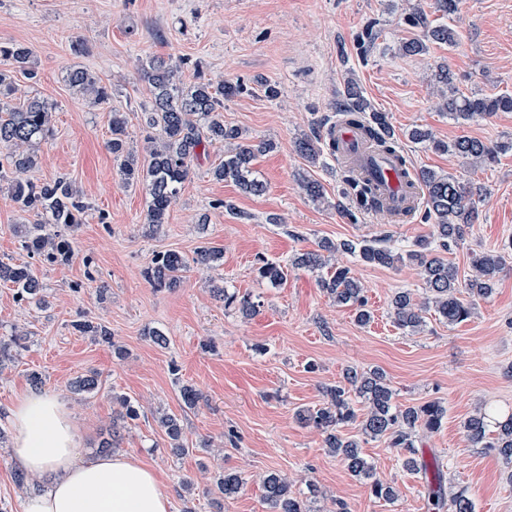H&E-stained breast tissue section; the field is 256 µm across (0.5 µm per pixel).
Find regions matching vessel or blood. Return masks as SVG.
I'll return each instance as SVG.
<instances>
[{
	"label": "vessel or blood",
	"mask_w": 512,
	"mask_h": 512,
	"mask_svg": "<svg viewBox=\"0 0 512 512\" xmlns=\"http://www.w3.org/2000/svg\"><path fill=\"white\" fill-rule=\"evenodd\" d=\"M338 144L337 158L347 166L364 170L379 186L393 212H406L417 204L411 179L400 160L394 156L374 157L367 153L358 128L339 120L332 126Z\"/></svg>",
	"instance_id": "vessel-or-blood-1"
}]
</instances>
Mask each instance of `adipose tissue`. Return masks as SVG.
<instances>
[{
    "label": "adipose tissue",
    "instance_id": "adipose-tissue-1",
    "mask_svg": "<svg viewBox=\"0 0 512 512\" xmlns=\"http://www.w3.org/2000/svg\"><path fill=\"white\" fill-rule=\"evenodd\" d=\"M11 454L24 471L43 477L22 512H170V500L152 470L116 453L78 459L79 441L57 395L33 391L10 414Z\"/></svg>",
    "mask_w": 512,
    "mask_h": 512
}]
</instances>
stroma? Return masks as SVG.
<instances>
[{
    "label": "stroma",
    "mask_w": 512,
    "mask_h": 512,
    "mask_svg": "<svg viewBox=\"0 0 512 512\" xmlns=\"http://www.w3.org/2000/svg\"><path fill=\"white\" fill-rule=\"evenodd\" d=\"M415 9L431 23H447L456 43L404 55V43L424 36L407 19ZM0 42L34 52L38 80L16 75V98L35 93L55 107V134L37 145L38 163L27 179L66 178L89 205L72 233L75 260L52 265L22 250L19 231L33 220L0 192V261L29 262L43 298L18 301L15 286L0 282V336L17 330L30 336L0 370V429L10 430L9 411L32 391L36 372L43 390L65 402L80 454L95 453L114 431L116 397L138 406L139 418L117 430L118 450L156 473L171 512H269L261 480L271 472L310 497L313 512L341 505L346 512H427L431 486L468 488L474 512H512V462L472 447L463 430L481 409L512 414V253L503 250L512 239V150L474 170L410 137L418 128L448 143L463 135L489 145L512 141V112L458 124L439 111L435 79L444 68L461 93L512 94V0H460L458 13L447 19L435 0H0ZM151 56L180 66L186 81L199 73L215 83L247 84V92L225 101L223 116L249 140L274 142L254 163L267 185L264 195L214 179L212 169L224 158L223 144L216 143L194 163L167 224L149 231L145 191L122 185L108 148V114L125 113L128 146L145 156L144 113L152 93L138 69ZM73 68L88 70L108 88V104H92L69 86L66 73ZM350 80L371 110L386 114L414 169L485 188L475 223L447 259L462 279L475 252H504L506 265L465 322L451 326L429 310L419 332L394 324L396 292L419 301L426 293L409 265L384 268L342 256L365 288L371 312L365 324L323 292L318 273L292 270L274 287L255 271L257 258L285 264L326 239L380 238L402 251L432 231L416 215L400 224L383 213L350 218L336 206V162L326 156L312 164L293 152L297 137L338 119L336 101ZM269 85L279 89L277 99L267 98ZM304 179L323 185V201L303 195ZM223 200L233 210L220 208ZM207 242L224 249L215 268L190 269L172 291L147 280L155 253L189 256ZM217 286L250 297L257 313L225 307L213 292ZM81 313L111 329L113 345L76 332L72 323ZM154 330L167 337V347L153 343ZM351 367L382 370L398 404L438 401L447 410L437 433L416 439V457L429 465L424 475L407 470L403 450L387 439L363 436L355 423L343 427L359 441L373 479L396 489L390 502L373 497L371 479L353 476L297 416L323 404L325 388ZM92 371L100 375V390L75 393L72 382ZM182 383L201 392L195 408L184 405ZM166 413L181 420L189 454L172 453L159 423ZM221 470L239 473L245 484L219 511L213 476Z\"/></svg>",
    "instance_id": "1"
}]
</instances>
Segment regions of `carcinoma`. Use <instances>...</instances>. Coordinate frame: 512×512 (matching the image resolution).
Returning a JSON list of instances; mask_svg holds the SVG:
<instances>
[{"label":"carcinoma","mask_w":512,"mask_h":512,"mask_svg":"<svg viewBox=\"0 0 512 512\" xmlns=\"http://www.w3.org/2000/svg\"><path fill=\"white\" fill-rule=\"evenodd\" d=\"M430 40L452 44L455 33L448 27L430 26L424 38L407 42L404 52L409 55L424 53ZM0 59L7 63V68L0 69V157L4 159L0 162V183L7 184L8 195L19 210L35 218L36 224L25 229L21 236L22 249L50 263L67 265L75 258L70 229L81 223L88 205L63 177L43 183L20 177L37 164L33 147L53 134V105L39 96L12 102L13 74L21 73L30 80L37 79L30 47L17 42L0 44ZM140 77L153 91L152 107L145 119L147 140L152 147L147 158L140 159L127 147L126 116L112 112L109 115L112 130L109 149L119 161L122 183L140 184L145 189L146 223H166L170 207L180 194L193 163L213 142L227 145L224 160L212 169L215 179H230L244 192L254 196L266 192L265 182L255 173L254 161L259 154L272 149L273 143L248 144L244 142L239 128L224 124L221 118L224 100L236 96L242 90V84L224 81L214 84L200 76L187 84L180 79L178 68L155 56L149 58L141 69ZM67 81L78 91L91 94L95 104H103L110 97L107 87L100 85L84 69L68 71ZM336 108L345 120L362 128L376 154H394L400 150L385 113H367L355 83L348 82L343 100L336 103ZM442 110L455 120L470 121L478 116L512 111V95L459 96L453 90L444 97ZM411 139L426 142L436 151L461 157L473 169L494 162L499 153L512 149V142L489 146L467 136L445 143L434 139L430 131L421 129L413 130ZM294 150L311 162L317 161L324 152L336 157V143L329 141L328 127L324 123L310 134L296 138ZM415 178L424 200L423 220L433 227L431 237L417 240L404 252L396 251L380 240H342L338 243L324 240L318 244V249L299 254L289 266L258 259L257 275L271 284H283L288 277V268L320 271L327 265L324 253L332 251L357 256L367 264L382 267L408 264L419 270L427 296L424 302L419 303L407 291L394 295L391 309L398 328L410 332L420 330L424 325L423 313L430 307L450 325L466 321L472 315V303L458 297L460 288H466L472 298L488 296L492 293L496 276L504 269V258L496 253L472 254V274L461 283L456 267L441 257L440 252L450 251L464 239L467 229L475 221L471 200L481 187L429 169L416 172ZM345 182L348 190L342 192L343 198L360 208L384 212L372 181L361 180L350 173ZM44 224H54L56 230L45 234ZM222 257V248L209 245L197 248L192 257L175 250L158 252L146 268L145 275L155 288L170 290L179 286L191 267L210 268ZM2 279L17 286L20 299L42 302L39 279L29 264L0 262ZM319 286L336 304L355 308L358 321L370 320L365 288L350 268L336 267L320 276ZM73 328L80 333L91 334L101 343L114 345L112 332L88 319L74 322ZM27 339L26 333H14L8 340H0V368L14 360L19 350L26 347ZM343 379L344 383L327 389L328 401L323 407L302 411L301 419L319 431L323 447L339 456L354 476L371 481L375 497L392 501L396 498L394 488L373 478V466L363 456L359 443L345 438L341 428L357 421L363 435L388 438L390 447L406 452L404 466L410 471L420 472L426 469V465L414 457V438L421 432H438L447 411L438 401L420 406L397 405L393 389L379 370L349 368L345 370ZM353 392L367 403L366 412L361 415L352 403ZM495 425L496 437L492 442L488 440L487 416L482 412L469 416L463 423V429L472 447L493 448L500 456L512 461V415L495 422ZM161 426L176 453H189L182 443L183 428L179 418L167 414L161 417ZM243 484V478L237 473L224 471L218 474L215 487L220 501L216 506H221L223 500L235 498ZM262 487L264 500L271 512H311L308 500L297 496L281 475L275 472L267 474L262 480ZM428 509L432 512H474V505L467 489L459 488L446 495L439 491L428 492Z\"/></svg>","instance_id":"carcinoma-1"}]
</instances>
